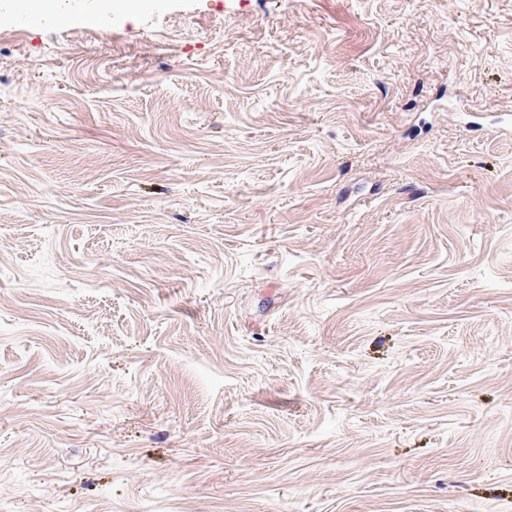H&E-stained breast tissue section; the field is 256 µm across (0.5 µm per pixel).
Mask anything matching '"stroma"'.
<instances>
[{
    "label": "stroma",
    "instance_id": "35a3bbf8",
    "mask_svg": "<svg viewBox=\"0 0 512 512\" xmlns=\"http://www.w3.org/2000/svg\"><path fill=\"white\" fill-rule=\"evenodd\" d=\"M0 17V512H512V0Z\"/></svg>",
    "mask_w": 512,
    "mask_h": 512
}]
</instances>
